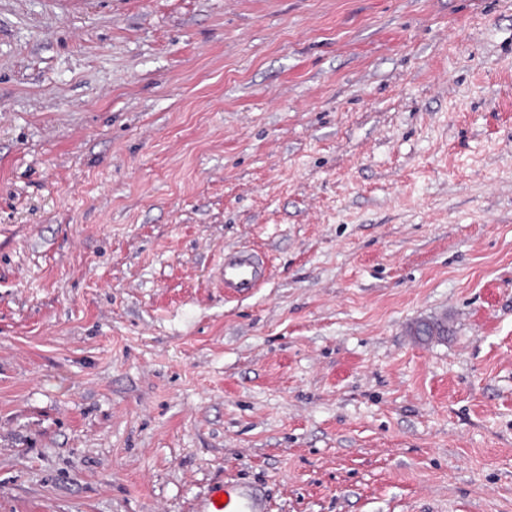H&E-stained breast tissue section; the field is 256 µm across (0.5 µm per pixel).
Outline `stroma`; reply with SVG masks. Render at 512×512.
<instances>
[{
    "label": "stroma",
    "instance_id": "obj_1",
    "mask_svg": "<svg viewBox=\"0 0 512 512\" xmlns=\"http://www.w3.org/2000/svg\"><path fill=\"white\" fill-rule=\"evenodd\" d=\"M220 478L512 512V0H0V512ZM266 265L251 250L224 252V292L245 295L265 280Z\"/></svg>",
    "mask_w": 512,
    "mask_h": 512
}]
</instances>
